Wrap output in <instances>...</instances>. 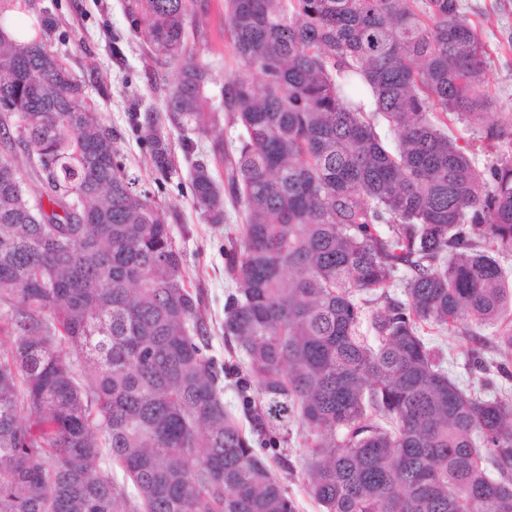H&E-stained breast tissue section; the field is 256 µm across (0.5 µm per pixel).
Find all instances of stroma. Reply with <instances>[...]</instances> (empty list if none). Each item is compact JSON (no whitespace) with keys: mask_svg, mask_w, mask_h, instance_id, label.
I'll return each instance as SVG.
<instances>
[{"mask_svg":"<svg viewBox=\"0 0 512 512\" xmlns=\"http://www.w3.org/2000/svg\"><path fill=\"white\" fill-rule=\"evenodd\" d=\"M471 21L484 32L492 56L485 79L493 105L486 124L512 123V0H464ZM128 0H28L29 18L51 17L50 45L67 67L85 76L87 102L101 123L114 131L118 159L137 180V190L160 205L174 241L183 255L188 287L200 294L205 316L209 353L229 368L222 398L225 408L243 427H251L242 409L236 377L246 370V358L237 344L224 335V302L238 284L227 272L228 261L240 249L243 213L232 196L224 198L223 223H209L191 191L196 162L208 163L219 184L228 180L227 153L233 152L241 133L231 112L224 108V85L233 78L248 79L261 87L258 74L238 59L224 23V0H198L199 11L189 28L187 51L206 61L212 81L208 87V111L218 113L216 126L170 134L172 167L160 176L149 163L150 153L136 130L138 115L146 108H161L174 69L129 27ZM223 141L224 155L213 151ZM471 330L461 323L449 333L431 332L433 344L448 355L449 372L463 384L477 385L479 374L469 368L467 353ZM308 451L299 433H292L267 461L297 504V512H321L304 483Z\"/></svg>","mask_w":512,"mask_h":512,"instance_id":"1","label":"stroma"}]
</instances>
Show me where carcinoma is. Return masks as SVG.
<instances>
[{"label": "carcinoma", "mask_w": 512, "mask_h": 512, "mask_svg": "<svg viewBox=\"0 0 512 512\" xmlns=\"http://www.w3.org/2000/svg\"><path fill=\"white\" fill-rule=\"evenodd\" d=\"M23 2L0 0V131L52 210L1 154L0 512H296L255 447L295 429L323 512H512V393L495 379L512 369L483 353H512V139L479 174L449 127L480 126L491 104V55L462 0H226L235 53L263 81L224 86L245 211L224 335L247 359L258 442L224 408L162 208L50 50L49 20L14 21ZM196 9L128 8L176 70L140 126L161 174L165 128L217 120L210 67L184 51ZM191 189L224 223L207 164ZM463 321L498 327L469 352L479 391L425 336Z\"/></svg>", "instance_id": "obj_1"}]
</instances>
